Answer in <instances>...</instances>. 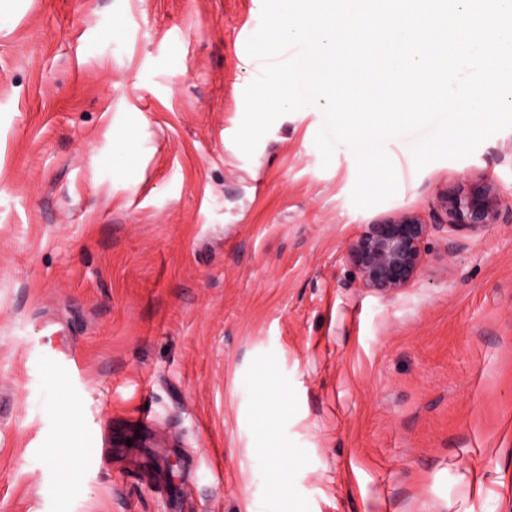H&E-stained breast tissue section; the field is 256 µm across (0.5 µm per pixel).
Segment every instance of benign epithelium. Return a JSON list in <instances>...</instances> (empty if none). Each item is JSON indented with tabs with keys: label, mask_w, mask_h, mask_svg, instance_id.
<instances>
[{
	"label": "benign epithelium",
	"mask_w": 512,
	"mask_h": 512,
	"mask_svg": "<svg viewBox=\"0 0 512 512\" xmlns=\"http://www.w3.org/2000/svg\"><path fill=\"white\" fill-rule=\"evenodd\" d=\"M512 223V201L500 186L485 177L466 178L437 197L434 223L416 212L401 209L368 224L349 242L347 257L359 287L382 296H393L418 276L426 263L423 247L431 230L448 227L479 234L497 224Z\"/></svg>",
	"instance_id": "benign-epithelium-1"
}]
</instances>
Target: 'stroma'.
<instances>
[{
  "label": "stroma",
  "instance_id": "1",
  "mask_svg": "<svg viewBox=\"0 0 512 512\" xmlns=\"http://www.w3.org/2000/svg\"><path fill=\"white\" fill-rule=\"evenodd\" d=\"M261 9L0 15V512H512V224L431 232L393 296L346 256L463 177L512 197V128L420 170L387 140L397 192L368 209L318 107L246 157Z\"/></svg>",
  "mask_w": 512,
  "mask_h": 512
}]
</instances>
